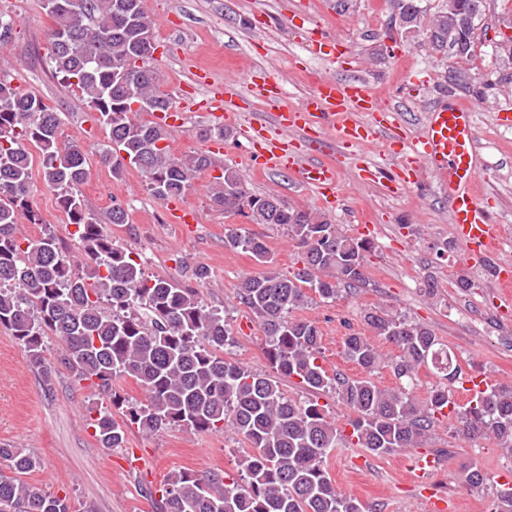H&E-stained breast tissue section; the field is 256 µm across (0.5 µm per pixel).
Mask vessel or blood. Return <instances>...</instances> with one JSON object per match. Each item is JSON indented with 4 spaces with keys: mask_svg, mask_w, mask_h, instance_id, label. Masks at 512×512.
<instances>
[{
    "mask_svg": "<svg viewBox=\"0 0 512 512\" xmlns=\"http://www.w3.org/2000/svg\"><path fill=\"white\" fill-rule=\"evenodd\" d=\"M253 108L225 110L224 120L257 147L260 166L293 174L316 191L324 207L336 205L338 166L313 143L319 130L334 126L339 150L358 155L380 140L399 144L398 162L386 189L398 194L430 173L446 197L454 239L471 260L495 255L502 228L494 224L479 195L482 168L475 115L459 101H437L426 113L419 134L408 133L397 107L379 101L364 81L322 78L301 105L291 106L270 73L251 72L240 96Z\"/></svg>",
    "mask_w": 512,
    "mask_h": 512,
    "instance_id": "b4317fda",
    "label": "vessel or blood"
}]
</instances>
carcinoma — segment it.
Wrapping results in <instances>:
<instances>
[{
  "mask_svg": "<svg viewBox=\"0 0 512 512\" xmlns=\"http://www.w3.org/2000/svg\"><path fill=\"white\" fill-rule=\"evenodd\" d=\"M392 21L420 26L421 0H390ZM473 0H458L459 12L439 9L428 20L427 50L459 47L477 35L482 15L471 16ZM52 20L49 59L56 75L73 86L98 113L107 131L102 161L115 177L133 168L157 200L179 197L197 176L216 166L206 154L174 156L168 131L137 118L136 102L149 111L171 107L153 63L155 22L144 0H42ZM61 113L12 82L0 79V326L7 329L43 374L46 384L62 367L77 384L88 383L114 407L123 405L114 382L135 379L146 401L126 406L117 422L105 409L93 427L101 447L121 448L132 426L156 434L171 426L193 431L231 430L248 444L239 458L238 478L200 476L190 470L170 474L159 489L165 512H370L359 499L336 488L324 467L327 456L346 441L373 455L419 448L432 435L451 385L460 380L454 354L426 324L383 307L364 310L373 335L398 350L388 359L365 336L344 339L345 357L362 371L356 378L331 374L319 363L321 333L294 312L316 300H334L368 282L365 242L311 210L296 208L275 194H256L239 173L226 167L208 187L212 208L240 215L253 224L283 225L301 250L302 267L291 275L267 271L243 277L238 295L258 318L272 372L263 373L224 357L232 337L224 315L209 307L197 284L209 277L203 266L190 281L145 276L139 263L115 247L105 224L128 223V212L112 204L106 220L85 206L81 188L91 178L84 148L59 141ZM42 154L44 180L57 194L69 223L77 226L90 262L75 269L71 251L54 235L21 243L15 235L20 215L42 220L27 196L32 158L27 144ZM225 246L269 262L262 236L226 229ZM60 344L55 361L45 356V338ZM441 370L444 382L425 401L409 389L419 368ZM389 368L397 387H382L374 376ZM297 381L309 398L297 402L281 380ZM333 391L351 411L346 435L319 403ZM454 435L465 441L496 440L512 458V382L477 389L456 413ZM0 459L14 475L0 474V512H71L67 498L34 487L20 476L40 467L24 448L0 444Z\"/></svg>",
  "mask_w": 512,
  "mask_h": 512,
  "instance_id": "obj_1",
  "label": "carcinoma"
}]
</instances>
